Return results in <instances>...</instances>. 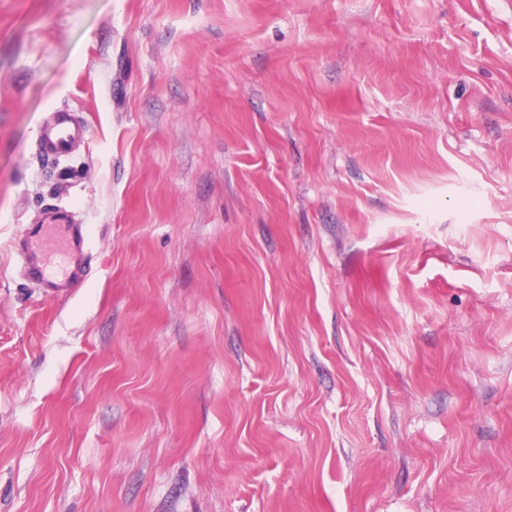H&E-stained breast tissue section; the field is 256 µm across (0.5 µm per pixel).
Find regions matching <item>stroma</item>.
<instances>
[{
	"label": "stroma",
	"mask_w": 512,
	"mask_h": 512,
	"mask_svg": "<svg viewBox=\"0 0 512 512\" xmlns=\"http://www.w3.org/2000/svg\"><path fill=\"white\" fill-rule=\"evenodd\" d=\"M0 512H512V0H0ZM87 125L68 109L50 112L39 130L37 147L48 162L59 163L73 158L85 144ZM67 213L65 209H55L44 223L23 225L15 243L27 279L52 295H65L77 288L85 272L87 237L81 226L70 223ZM48 236L55 237L64 250L66 267L61 272L50 270L49 257L42 245Z\"/></svg>",
	"instance_id": "obj_1"
}]
</instances>
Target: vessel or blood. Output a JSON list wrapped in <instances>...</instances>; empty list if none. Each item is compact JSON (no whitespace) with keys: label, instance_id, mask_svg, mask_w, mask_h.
I'll list each match as a JSON object with an SVG mask.
<instances>
[{"label":"vessel or blood","instance_id":"obj_1","mask_svg":"<svg viewBox=\"0 0 512 512\" xmlns=\"http://www.w3.org/2000/svg\"><path fill=\"white\" fill-rule=\"evenodd\" d=\"M86 124L67 109L50 112L39 130L40 155L51 162L73 158L84 145ZM27 279L46 293L65 295L82 281L88 242L65 210L50 212L44 223L24 225L15 244Z\"/></svg>","mask_w":512,"mask_h":512}]
</instances>
